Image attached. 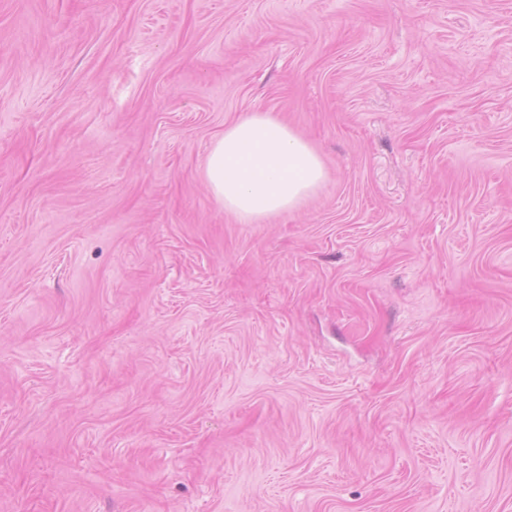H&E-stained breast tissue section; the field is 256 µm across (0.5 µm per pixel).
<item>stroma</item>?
<instances>
[{
  "label": "stroma",
  "instance_id": "stroma-1",
  "mask_svg": "<svg viewBox=\"0 0 512 512\" xmlns=\"http://www.w3.org/2000/svg\"><path fill=\"white\" fill-rule=\"evenodd\" d=\"M0 512H512V0H0ZM203 175L215 200L245 224L296 210L325 181V164L271 112H243L224 126Z\"/></svg>",
  "mask_w": 512,
  "mask_h": 512
}]
</instances>
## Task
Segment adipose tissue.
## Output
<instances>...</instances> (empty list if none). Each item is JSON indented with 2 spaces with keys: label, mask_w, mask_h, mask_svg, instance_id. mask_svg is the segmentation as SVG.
Listing matches in <instances>:
<instances>
[{
  "label": "adipose tissue",
  "mask_w": 512,
  "mask_h": 512,
  "mask_svg": "<svg viewBox=\"0 0 512 512\" xmlns=\"http://www.w3.org/2000/svg\"><path fill=\"white\" fill-rule=\"evenodd\" d=\"M215 200L245 224L296 210L325 181V164L270 112L241 113L212 142L203 167Z\"/></svg>",
  "instance_id": "obj_1"
}]
</instances>
